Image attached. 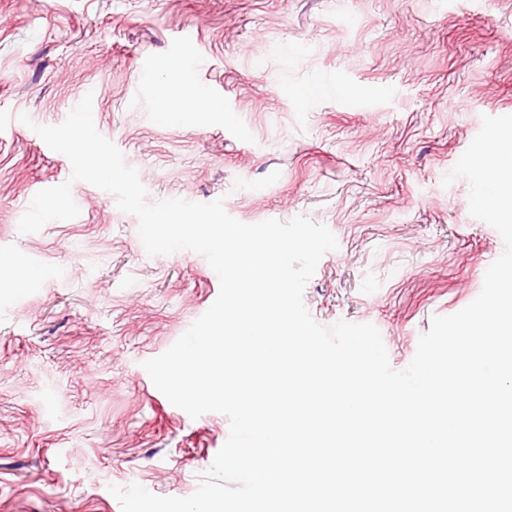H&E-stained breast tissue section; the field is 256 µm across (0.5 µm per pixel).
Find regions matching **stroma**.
Listing matches in <instances>:
<instances>
[{
  "mask_svg": "<svg viewBox=\"0 0 512 512\" xmlns=\"http://www.w3.org/2000/svg\"><path fill=\"white\" fill-rule=\"evenodd\" d=\"M184 32L202 63L188 80L216 97L163 121ZM284 43L301 49L286 66ZM319 82L348 93L302 106ZM88 93L148 202L220 198L247 224L326 225L338 247L305 305L324 326L373 324L393 369L505 249L470 215L468 182L442 181L482 116L512 115V0H0V270L45 272L0 287V512H121L109 488L133 483L187 497L229 436L226 415L191 418L142 366L217 298L200 254L148 255L137 218L81 181L77 217L18 231L25 198L69 163L34 125ZM361 98L374 111H349Z\"/></svg>",
  "mask_w": 512,
  "mask_h": 512,
  "instance_id": "obj_1",
  "label": "stroma"
}]
</instances>
